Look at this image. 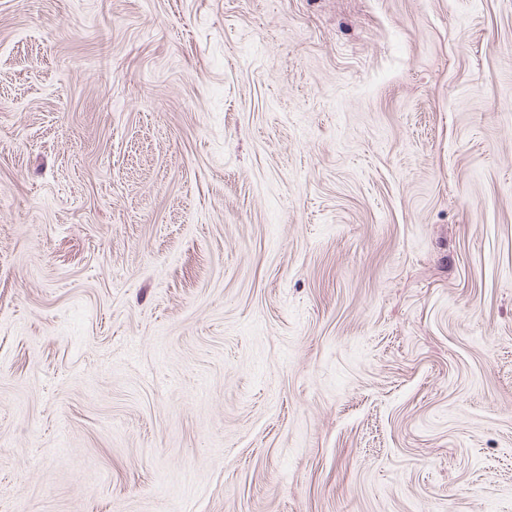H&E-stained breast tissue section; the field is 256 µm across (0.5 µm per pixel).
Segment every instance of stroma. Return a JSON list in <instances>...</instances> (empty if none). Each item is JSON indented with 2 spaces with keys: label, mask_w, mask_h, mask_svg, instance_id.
<instances>
[{
  "label": "stroma",
  "mask_w": 512,
  "mask_h": 512,
  "mask_svg": "<svg viewBox=\"0 0 512 512\" xmlns=\"http://www.w3.org/2000/svg\"><path fill=\"white\" fill-rule=\"evenodd\" d=\"M512 512V0H0V512Z\"/></svg>",
  "instance_id": "1"
}]
</instances>
